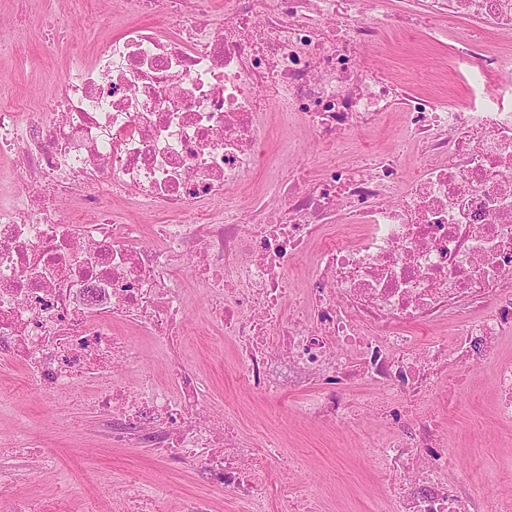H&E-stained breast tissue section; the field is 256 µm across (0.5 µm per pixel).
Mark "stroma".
<instances>
[{
    "label": "stroma",
    "instance_id": "35a3bbf8",
    "mask_svg": "<svg viewBox=\"0 0 512 512\" xmlns=\"http://www.w3.org/2000/svg\"><path fill=\"white\" fill-rule=\"evenodd\" d=\"M112 12L113 0H0V21L21 20L23 33L19 50L0 55V91L50 101L71 59L61 51L44 53V31L61 23L66 41L89 46L112 36L104 24ZM188 332L186 364L209 384L207 410H235L244 435L279 434L288 454L305 459L306 467L297 477L314 483L321 512H369V495L377 491L380 479L364 466L349 430L299 417L298 399H289L287 409L281 410L257 392L241 390L230 344L209 331L195 313L189 316ZM456 399L447 436L457 466L498 470V480L483 484V492L512 489V471L500 468L502 458L512 455V432L491 418L492 393L483 372H476ZM10 400V406L0 407V464L11 466L14 479L0 486V503L38 495L51 507L65 483L70 488L67 512H85L91 500L99 512H122L123 480L136 470L144 477L143 490H160L166 512H178L182 498L190 495L210 496L216 512H241L231 492L208 490L184 471H167L146 451L112 447L102 418L85 404L82 390L49 398L29 388L12 392ZM19 432L44 453L58 456L59 468L37 472L13 454L8 443Z\"/></svg>",
    "mask_w": 512,
    "mask_h": 512
}]
</instances>
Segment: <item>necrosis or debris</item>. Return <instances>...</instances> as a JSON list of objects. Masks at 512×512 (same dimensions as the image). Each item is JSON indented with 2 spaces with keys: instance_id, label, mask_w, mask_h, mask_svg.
<instances>
[{
  "instance_id": "4bbe7bcc",
  "label": "necrosis or debris",
  "mask_w": 512,
  "mask_h": 512,
  "mask_svg": "<svg viewBox=\"0 0 512 512\" xmlns=\"http://www.w3.org/2000/svg\"><path fill=\"white\" fill-rule=\"evenodd\" d=\"M116 2L120 32L51 103L0 99L19 189L0 201V360L49 397L86 388L113 445L193 467L248 512L270 496L308 512L309 482H269L281 438L204 413L181 357L196 293L244 387L275 405L307 392L302 416L351 430L375 412L382 438L358 442L385 478L375 512H512L455 471L439 395L487 370L512 425V0ZM391 31L453 39L442 83L375 65ZM274 104L333 155L321 174L268 151ZM382 128L390 148L341 157ZM70 198L93 221L65 219ZM148 346L167 384L142 370Z\"/></svg>"
}]
</instances>
